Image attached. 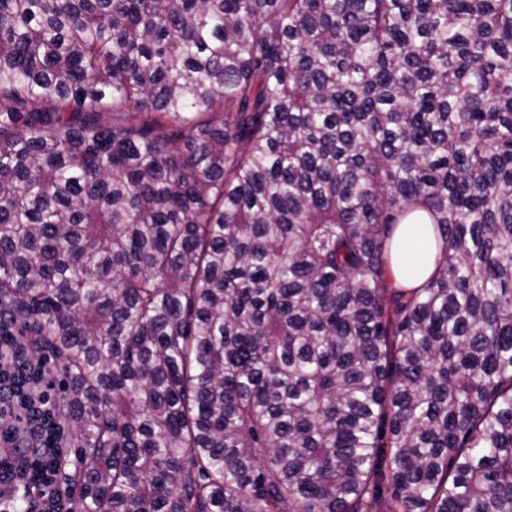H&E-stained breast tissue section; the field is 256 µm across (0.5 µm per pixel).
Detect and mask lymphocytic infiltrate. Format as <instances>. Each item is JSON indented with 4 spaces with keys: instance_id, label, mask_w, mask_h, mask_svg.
I'll return each instance as SVG.
<instances>
[{
    "instance_id": "1",
    "label": "lymphocytic infiltrate",
    "mask_w": 512,
    "mask_h": 512,
    "mask_svg": "<svg viewBox=\"0 0 512 512\" xmlns=\"http://www.w3.org/2000/svg\"><path fill=\"white\" fill-rule=\"evenodd\" d=\"M37 337L0 319V512H74L63 479L73 463L61 373L34 354Z\"/></svg>"
}]
</instances>
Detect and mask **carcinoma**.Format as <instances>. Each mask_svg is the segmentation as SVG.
Here are the masks:
<instances>
[{
  "label": "carcinoma",
  "mask_w": 512,
  "mask_h": 512,
  "mask_svg": "<svg viewBox=\"0 0 512 512\" xmlns=\"http://www.w3.org/2000/svg\"><path fill=\"white\" fill-rule=\"evenodd\" d=\"M8 316L83 512H512V0H0ZM430 224H400L396 230L392 265L402 286L414 287L433 271L434 241Z\"/></svg>",
  "instance_id": "cac0c4a2"
}]
</instances>
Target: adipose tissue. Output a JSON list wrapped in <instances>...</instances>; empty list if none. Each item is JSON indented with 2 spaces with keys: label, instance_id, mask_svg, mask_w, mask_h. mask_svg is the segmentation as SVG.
<instances>
[{
  "label": "adipose tissue",
  "instance_id": "1",
  "mask_svg": "<svg viewBox=\"0 0 512 512\" xmlns=\"http://www.w3.org/2000/svg\"><path fill=\"white\" fill-rule=\"evenodd\" d=\"M434 241L428 224L399 225L393 246L392 265L395 277L402 286L413 287L433 271Z\"/></svg>",
  "mask_w": 512,
  "mask_h": 512
}]
</instances>
